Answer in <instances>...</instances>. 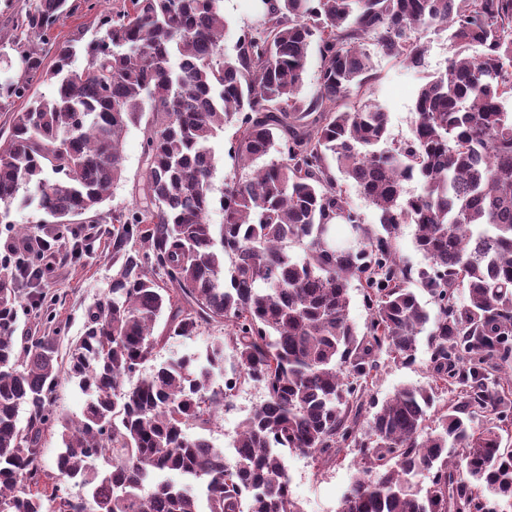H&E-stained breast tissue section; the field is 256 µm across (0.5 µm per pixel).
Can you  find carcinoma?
Here are the masks:
<instances>
[{
	"mask_svg": "<svg viewBox=\"0 0 512 512\" xmlns=\"http://www.w3.org/2000/svg\"><path fill=\"white\" fill-rule=\"evenodd\" d=\"M223 3L124 0L89 42L80 34L54 44L50 65L29 42L51 40L71 0H24L19 33L0 38V62L11 51L19 62L0 81V112L26 100L0 140V224L16 201L41 224L99 220L123 179L129 127H143L144 154L133 205L112 211L121 264L66 358L54 336L18 342L19 291L0 267V506L302 512L284 451L329 462L338 448L358 449L361 461L339 512L512 506L502 436L512 376L500 375L512 354V0H266L233 55L222 51ZM424 26L450 32L451 57L417 94L412 138L395 144L385 108L366 98V45L417 68L426 46L411 33ZM314 44L320 70L307 99ZM473 45L483 48L478 58L467 54ZM227 128L235 165L250 173L226 182L223 221L212 224V141ZM337 172L383 229L363 231L357 245L331 235L335 224L364 223ZM413 180L422 192L407 191ZM401 224L415 225L428 260L417 280L434 317L397 259ZM289 242L304 256L288 253ZM352 279L372 309L362 334L348 316ZM210 330L224 335L204 352L172 356L125 385L160 349ZM426 330L431 383L365 403L380 355L410 358ZM65 379L87 399L81 418L62 423L55 468L79 494L49 484L41 459ZM251 381L266 400L242 422L229 465L204 432ZM366 405L377 411L364 439Z\"/></svg>",
	"mask_w": 512,
	"mask_h": 512,
	"instance_id": "1",
	"label": "carcinoma"
}]
</instances>
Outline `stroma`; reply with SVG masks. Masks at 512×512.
Segmentation results:
<instances>
[{
	"instance_id": "35a3bbf8",
	"label": "stroma",
	"mask_w": 512,
	"mask_h": 512,
	"mask_svg": "<svg viewBox=\"0 0 512 512\" xmlns=\"http://www.w3.org/2000/svg\"><path fill=\"white\" fill-rule=\"evenodd\" d=\"M73 2V13L61 18L53 31L56 40H66L78 31L85 38H92L100 18L123 4V0H99L93 6L87 0ZM265 10L262 0H224V17L230 28V35L224 41L225 53H233L236 35L257 26ZM416 36L427 47L421 67L407 68L398 59L378 50L372 54L369 97L385 107L389 133L399 142L412 135L413 106L419 87L445 69L449 56L448 33L422 28ZM123 149L125 179L104 202L107 211L132 205V186L142 172L141 130L133 127L127 131ZM34 219L31 210H13L11 223L0 224V244L11 240L14 225L31 222L35 234L54 237V248L63 260L44 278L20 284L17 333L57 337L59 352L64 355L70 343L83 334L89 309L107 293L117 270L113 263V227L105 223L38 225ZM430 358L431 349L424 335L420 336L408 362L396 363L381 357L380 367L369 386V399L383 401L407 384L427 385L431 378ZM264 400L265 393L259 384L246 383L237 388L231 403L220 411L210 438L216 447L223 449L226 462L234 460L232 448L242 421ZM286 457L292 497L302 512H338L342 496L359 468L356 451H342L328 465L297 450L288 451Z\"/></svg>"
}]
</instances>
